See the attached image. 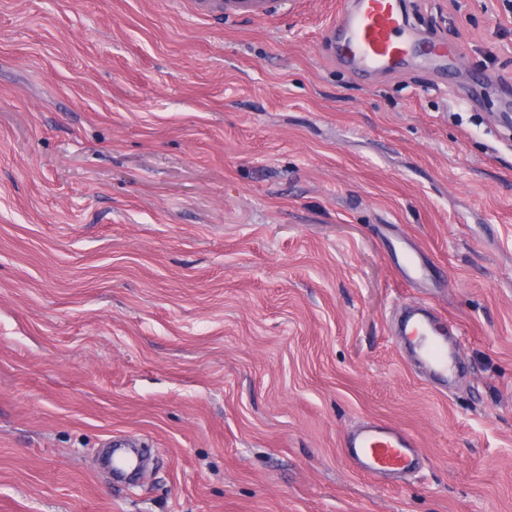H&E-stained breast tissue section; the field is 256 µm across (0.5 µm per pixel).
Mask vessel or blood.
<instances>
[{
	"mask_svg": "<svg viewBox=\"0 0 512 512\" xmlns=\"http://www.w3.org/2000/svg\"><path fill=\"white\" fill-rule=\"evenodd\" d=\"M205 7L227 22L240 18L262 20L268 15L270 2L205 0ZM330 33L340 39V59L354 69H395L421 44L396 0H356L355 5L340 13ZM399 270L410 281L424 276L425 266L414 247H406ZM397 332L404 337L411 354L423 364L432 384L444 387L455 379L460 367L461 344L449 341L445 327L430 306L424 303L410 306ZM343 450L361 473L377 479L414 470L419 442L400 427L372 420L347 434Z\"/></svg>",
	"mask_w": 512,
	"mask_h": 512,
	"instance_id": "obj_1",
	"label": "vessel or blood"
}]
</instances>
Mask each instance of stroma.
<instances>
[{"instance_id":"obj_1","label":"stroma","mask_w":512,"mask_h":512,"mask_svg":"<svg viewBox=\"0 0 512 512\" xmlns=\"http://www.w3.org/2000/svg\"><path fill=\"white\" fill-rule=\"evenodd\" d=\"M197 2L0 0V512H512V0H400L464 55L367 74L344 0ZM370 419L419 469L349 467ZM270 0H205L208 11L224 19V22L239 18L262 20L268 16ZM403 260V264L398 261V269L404 278L409 281H418L424 276L425 266L414 247L407 244ZM411 354L423 364L428 380L448 387L460 367L461 340L448 343V332L434 310L426 303L410 306L398 325Z\"/></svg>"}]
</instances>
